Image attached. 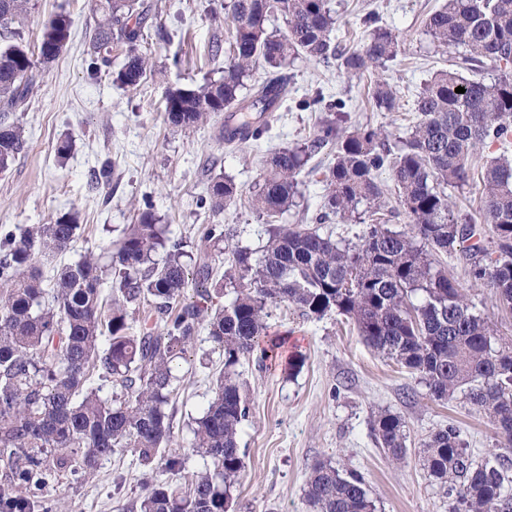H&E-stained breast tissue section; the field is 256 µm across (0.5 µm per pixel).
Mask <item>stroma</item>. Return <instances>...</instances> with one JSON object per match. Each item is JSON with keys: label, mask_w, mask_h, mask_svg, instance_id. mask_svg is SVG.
Masks as SVG:
<instances>
[{"label": "stroma", "mask_w": 512, "mask_h": 512, "mask_svg": "<svg viewBox=\"0 0 512 512\" xmlns=\"http://www.w3.org/2000/svg\"><path fill=\"white\" fill-rule=\"evenodd\" d=\"M33 2L30 37L60 13L71 19L70 37L54 61L39 65L38 84L27 104L5 117L23 127L27 144L0 173V235L74 214L81 236L73 250L45 266L48 274L54 266L99 252L125 225L135 223L139 207L147 202L176 236H192L203 224H222L234 230L230 247L259 250L268 225L253 209L251 191L270 150L303 144L325 119L347 131L366 124L383 127L391 146L400 147L415 119L421 85L436 71L456 67L463 54L459 47L436 46L425 31L428 16L446 0H331L336 35L348 46L360 44L361 19L371 11L396 35L400 51L381 74L395 89L399 109L380 112L372 106V74L352 75L300 60L291 70L279 120L260 140L240 149L220 139L223 117L191 133L163 120L168 89H191L223 77V57L199 66L191 50L214 42L229 49L224 0H138L146 15L140 49L152 69L134 89L115 81L123 55L113 54L111 65L98 75L88 72L90 38L99 18L91 0ZM319 91L342 100V108L327 114L299 108L300 100ZM66 138L72 149L62 160L57 145ZM105 162L112 168L107 186L94 179ZM333 163L326 154L309 161L298 176L303 196L282 221L316 228L335 240H352L362 231L355 222L336 217L315 222L326 194L324 174ZM219 174L232 180L237 200L216 215L197 199ZM267 324L269 337L281 343L279 361L262 365L250 358L239 367L252 410L239 432L247 465L236 491L237 512H313L305 497L306 478L312 463L326 459L344 461L364 476L376 512H448L447 498L423 466L421 441L452 422L476 459L502 454L483 412L456 400L431 399L416 376L367 347L340 316L305 318L280 308ZM210 348L206 337H199L195 354L174 368L179 378L170 406L174 449L188 445L190 423L211 397V377L221 361L215 356L209 365L199 363L200 353ZM296 352L305 363L291 374L285 361ZM388 411L405 421L407 462L401 467L388 463L373 433L375 416ZM168 478L162 470L147 471L127 450L102 460L90 478L61 477L48 498L55 512H121L144 483Z\"/></svg>", "instance_id": "35a3bbf8"}]
</instances>
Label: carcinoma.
<instances>
[{
  "label": "carcinoma",
  "mask_w": 512,
  "mask_h": 512,
  "mask_svg": "<svg viewBox=\"0 0 512 512\" xmlns=\"http://www.w3.org/2000/svg\"><path fill=\"white\" fill-rule=\"evenodd\" d=\"M96 7L101 19L91 71L111 64L119 51L125 63L116 81L134 88L149 67V57L138 51L137 0H103ZM32 10L31 0H0L1 112L27 102L36 62L54 60L70 36L69 17L58 14L43 26L37 51L30 50L25 33ZM279 16L285 30L269 28ZM224 20L232 28L224 77L169 92L164 121L174 129L194 131L232 112L244 127L264 130L286 96L284 70L297 60L360 74L398 54L395 35L374 13L364 18L373 28L363 42L341 47L330 0H227ZM426 27L439 46L465 50L463 65L490 64L500 71L497 79L468 80L456 69L433 74L415 100L417 121L395 150L381 127L343 132L324 120L302 146L269 154L253 187L255 210L278 218L302 197L297 176L308 159L336 147L318 221L332 215L359 220L356 242L273 225L260 256L232 250L230 266L208 289L213 267L194 262L193 251L224 253V225H202L195 242L175 238L148 204L100 254L57 267L47 289L42 266L73 248L76 218L66 213L0 238V512H52L45 493L60 476L91 475L101 460L126 448L146 466L184 472L185 457L168 451L172 365L194 350L203 329L211 352L224 360L189 442L208 467L190 474L185 489L166 482L145 487L127 512H235L245 469L237 436L251 402L237 367L255 354L277 360L279 343L267 338V319L280 306L307 318L346 317L368 347L417 375L431 398L480 409L496 440L512 447V343L472 311L463 283L434 261L438 252L462 251L470 285L489 287L512 312V0H448ZM260 62L276 74L248 102L244 78ZM459 86L465 92H455ZM371 98L381 112L398 106L384 81L374 83ZM301 105L331 112L343 103L319 91ZM25 144L22 127L0 121V172ZM494 144L500 155L475 172L471 158ZM382 171L389 173L408 232L384 218ZM475 181L483 203L479 222L492 226L489 248L470 243L479 222L454 210L445 193L449 185ZM236 197L234 184L218 175L200 203L222 213ZM193 283L203 289L200 301L188 303ZM93 370L111 390L89 384ZM404 427L390 412L374 420L377 443L397 464L406 461ZM422 448L423 466L452 500L449 512H512V459L475 460L453 423L432 431ZM306 485L314 512H375L364 477L331 460L312 464Z\"/></svg>",
  "instance_id": "cac0c4a2"
}]
</instances>
